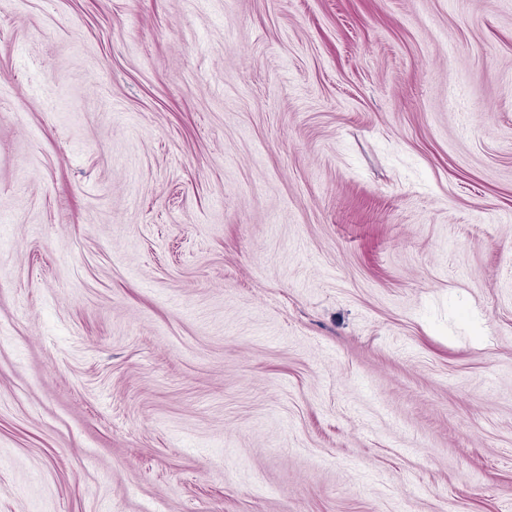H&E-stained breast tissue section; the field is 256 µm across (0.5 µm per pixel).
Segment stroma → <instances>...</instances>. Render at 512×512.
Here are the masks:
<instances>
[{"label":"stroma","instance_id":"stroma-1","mask_svg":"<svg viewBox=\"0 0 512 512\" xmlns=\"http://www.w3.org/2000/svg\"><path fill=\"white\" fill-rule=\"evenodd\" d=\"M0 512H512V0H0Z\"/></svg>","mask_w":512,"mask_h":512}]
</instances>
